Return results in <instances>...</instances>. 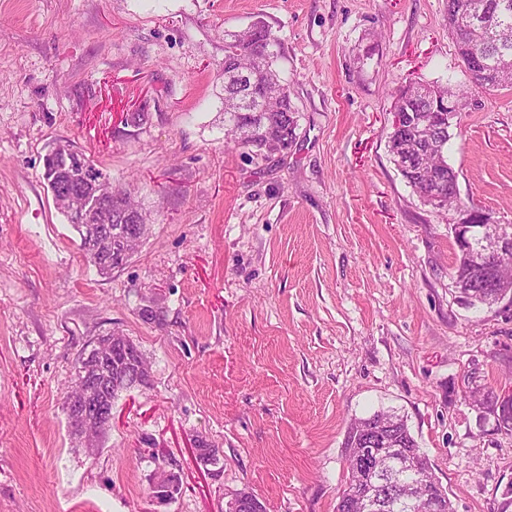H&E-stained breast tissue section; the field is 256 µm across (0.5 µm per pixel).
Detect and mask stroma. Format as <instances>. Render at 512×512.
<instances>
[{"label":"stroma","mask_w":512,"mask_h":512,"mask_svg":"<svg viewBox=\"0 0 512 512\" xmlns=\"http://www.w3.org/2000/svg\"><path fill=\"white\" fill-rule=\"evenodd\" d=\"M257 15L296 111L284 155L224 146V33ZM411 81L468 85L446 0H0V512H224L241 489L335 512L347 427L379 411L406 418L454 512H512V432L472 400L512 396V302H458L461 214L392 160ZM59 140L153 211L110 276L42 179ZM446 159L464 205L512 225V90L471 88ZM112 331L150 385L90 452L64 401Z\"/></svg>","instance_id":"stroma-1"}]
</instances>
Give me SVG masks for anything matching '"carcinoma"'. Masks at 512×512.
<instances>
[{"label": "carcinoma", "instance_id": "obj_1", "mask_svg": "<svg viewBox=\"0 0 512 512\" xmlns=\"http://www.w3.org/2000/svg\"><path fill=\"white\" fill-rule=\"evenodd\" d=\"M446 21L462 61L481 60L479 75L471 79L472 84L486 91L512 87V0H447ZM280 57V39L259 16L249 27L224 34V136L239 148L281 153L296 138L297 120L288 81L278 67ZM425 89L441 99L453 97L460 110L469 94L464 87L410 82L400 91L394 108L431 118L430 104L421 95ZM259 105L265 111H255ZM448 140V125L441 124L428 141L410 120L389 137L390 154L400 155L405 162L402 176L424 202L433 206L439 205V196L447 205L458 201L457 174L443 156ZM42 177L49 187L71 182L79 185L75 198H58L54 203L79 234L80 249L97 273L107 276L125 265L149 230L148 215L131 194L110 183L86 180L79 166L56 161L48 153ZM108 190L112 197L99 218L82 221L75 215L74 209L89 201L98 202ZM483 282V274L469 264L463 253H458L454 283L461 303L468 307L478 305L468 300V295L485 291ZM92 349L96 371L91 377L111 383L110 390L103 394L89 389L93 396L112 401L119 392L135 387L139 373L144 380L138 383H148L142 352L132 341L112 333L97 338ZM367 428H378L381 437L390 438L413 462L415 474L398 478L385 470L357 471L359 439ZM343 448L348 462L346 481L361 493L369 491L381 497L386 507L380 512H409L406 499H420L428 492L439 496L441 484L434 478L429 459L420 452L404 417L376 412L354 420L347 429Z\"/></svg>", "mask_w": 512, "mask_h": 512}]
</instances>
